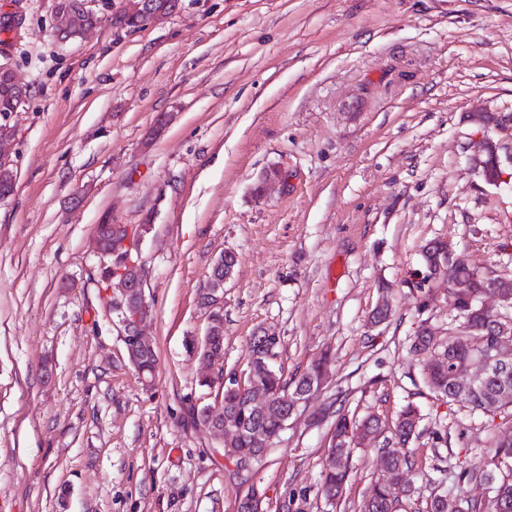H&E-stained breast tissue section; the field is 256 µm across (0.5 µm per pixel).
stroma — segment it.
Masks as SVG:
<instances>
[{"instance_id":"obj_1","label":"stroma","mask_w":512,"mask_h":512,"mask_svg":"<svg viewBox=\"0 0 512 512\" xmlns=\"http://www.w3.org/2000/svg\"><path fill=\"white\" fill-rule=\"evenodd\" d=\"M101 24L54 38L55 0H0L16 24L0 64L31 93L15 128L13 195L0 201V512H360L375 452L349 457L336 505L321 497L330 424L306 416L337 392L356 416L423 419L410 481L477 494L464 470L508 425L437 399L410 355L422 320L421 248L450 241L512 279V194L468 158L512 143V0H179L135 32ZM169 116L154 134L158 116ZM286 174L265 197L253 186ZM153 228L138 244L158 353L152 387L128 362L93 252L98 224ZM233 250L224 372L244 375L256 331L280 336L286 381L321 354L330 377L246 477L194 424L214 403L187 346L199 298ZM388 301L380 328L371 311Z\"/></svg>"}]
</instances>
